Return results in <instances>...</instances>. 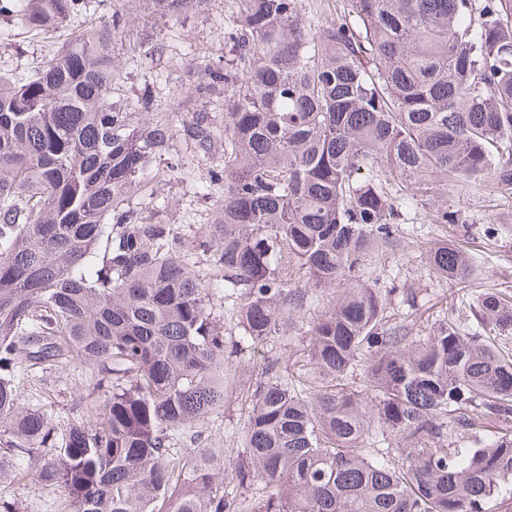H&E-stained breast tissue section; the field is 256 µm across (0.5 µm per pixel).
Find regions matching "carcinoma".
I'll return each instance as SVG.
<instances>
[{"mask_svg":"<svg viewBox=\"0 0 512 512\" xmlns=\"http://www.w3.org/2000/svg\"><path fill=\"white\" fill-rule=\"evenodd\" d=\"M162 20L207 0H144ZM299 0H239L230 58L192 72L180 125L139 124L112 100V45L130 10L94 0H0V22L74 24L32 69L0 72V483L32 476L68 512H236L226 472L259 484L257 512H492L512 488V292L448 307L428 335L391 312L392 290L355 275L396 246L406 204L443 177L512 189V0H348L315 30ZM132 49L154 59L159 36ZM224 101V129L204 106ZM178 138L205 168L217 217L186 247L155 196L153 159ZM223 272L212 278L198 255ZM432 275L473 262L446 242ZM338 287L310 328L319 386L269 363L233 465L175 438L224 407L214 290L238 296L245 342L286 336L308 291ZM77 360L97 373V422L20 408L18 379ZM362 383L348 385L355 368Z\"/></svg>","mask_w":512,"mask_h":512,"instance_id":"1","label":"carcinoma"}]
</instances>
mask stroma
<instances>
[{
	"label": "stroma",
	"mask_w": 512,
	"mask_h": 512,
	"mask_svg": "<svg viewBox=\"0 0 512 512\" xmlns=\"http://www.w3.org/2000/svg\"><path fill=\"white\" fill-rule=\"evenodd\" d=\"M236 19L237 0H208L202 10L187 20L171 21L160 29L150 9L138 7L131 23V38L160 33L166 53L161 60L150 62L133 52L128 40L119 41L114 48V66L119 72L113 85L114 99L120 100L128 111H135L139 92L147 86L154 94L155 119L173 124L187 119L194 106L178 95L183 75L188 68L224 58V35L232 31ZM223 193V187L216 186L210 197H203L192 179L161 188L160 194L167 201L165 216L185 244H192L198 233L212 223L214 204ZM441 205L471 224V235L462 236L458 225L435 223L433 212ZM397 236L399 246L375 252L360 273L363 278L376 281L378 287L392 290V305L398 312H407L406 297H415L420 302L419 334H428L446 306L456 307L464 319L477 292L512 286V192L499 191L487 182L452 178L434 182L424 201L409 207ZM442 241L460 245L472 258L474 274L467 287L438 280L430 273L427 252ZM333 298V289L312 291L301 326L258 348L241 350L236 346L241 336L237 300L215 296L213 313L224 327L225 364L231 389L223 409L186 430L184 447L216 448L225 459L237 460L243 450L249 385L255 384L265 365L272 362L302 383H310L307 328L330 309ZM89 383V373L75 361L36 369L24 375L20 383V403L25 407L42 406L50 414L56 431L61 432L72 420L81 418L78 403ZM62 497V491H43L27 478L0 484V498L17 503L18 512H61Z\"/></svg>",
	"instance_id": "stroma-1"
}]
</instances>
